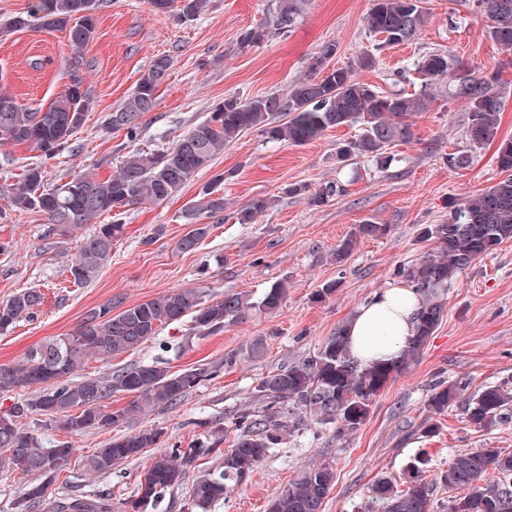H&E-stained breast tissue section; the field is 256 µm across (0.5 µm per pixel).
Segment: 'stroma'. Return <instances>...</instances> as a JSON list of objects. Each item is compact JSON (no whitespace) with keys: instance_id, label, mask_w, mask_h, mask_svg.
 <instances>
[{"instance_id":"1","label":"stroma","mask_w":512,"mask_h":512,"mask_svg":"<svg viewBox=\"0 0 512 512\" xmlns=\"http://www.w3.org/2000/svg\"><path fill=\"white\" fill-rule=\"evenodd\" d=\"M372 6L373 0H306L288 31L242 50L239 34L269 21L273 0H210L189 23L156 11L150 0H99L96 35L84 50L94 108L74 137L75 152L43 161L48 182L84 171L105 178L115 171L118 147L126 138L108 130L104 119L131 94L156 56H170L172 66L157 88L155 108L142 118L136 145L146 150L157 147L161 134L176 141L225 98L287 91L308 73L324 43L336 45L333 65L349 64L374 42L364 24ZM426 8L418 38L385 48L377 66L356 70V78L386 91L403 89L412 62L433 49L448 52L460 69L500 71L506 103L499 136L512 138V56L488 37L468 0H426ZM70 57L62 31L33 24L0 35V86L19 105H48L66 87ZM454 90L453 77L436 84L434 101L411 119L412 140L392 146L395 160L385 173L364 159L353 168L337 163L336 145L358 135L354 125L327 130L301 146L271 143L260 132L248 131L178 195L128 211L125 235L114 243L111 260L82 286L69 282L68 270L93 225L61 235L42 213L12 211L0 192V301L26 288L40 289L44 296L34 317L0 334V364L16 362L38 342L73 332L87 310L111 299L129 305L176 288L256 299L274 283L288 284V296L275 313L249 315L206 337L190 334L186 324H172L134 351L86 360L85 376L154 360L173 372L201 367L209 375L176 407L74 437L73 489L100 491L119 504L134 495L156 452L207 441L217 429L223 430L225 444H232V415L265 407L254 393L262 377L312 354L375 291L396 281L400 268L431 250V243L418 238L420 225L447 221L451 204L473 198L500 179L493 147L471 150L465 106ZM466 151L472 154L467 168L449 167V153ZM223 172L228 175L220 187L223 220L211 224L194 251H180L177 243L191 229L186 210L203 184ZM330 181L346 191L320 207L285 192L294 183L315 190ZM256 199L269 200V207L253 223H237V210ZM367 220L389 225V233L359 239L348 259L335 263L337 245ZM333 280L340 283L336 294L314 303L313 293ZM507 378H512V242L452 283L435 335L388 384L355 434L339 440L307 421L211 512H266L290 479L321 462L336 473L323 512H381L372 501L373 484L381 478L402 482L415 458H429L436 475L462 451H512V423L478 429L458 406L438 415L433 435L420 431L436 381L462 379L475 391ZM151 426L164 431L158 448L104 475L84 471L82 460L95 448Z\"/></svg>"}]
</instances>
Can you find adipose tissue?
<instances>
[{
    "instance_id": "1",
    "label": "adipose tissue",
    "mask_w": 512,
    "mask_h": 512,
    "mask_svg": "<svg viewBox=\"0 0 512 512\" xmlns=\"http://www.w3.org/2000/svg\"><path fill=\"white\" fill-rule=\"evenodd\" d=\"M423 295L401 281L362 303L344 325L351 355L362 364L396 359L416 332Z\"/></svg>"
}]
</instances>
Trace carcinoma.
<instances>
[{"label":"carcinoma","mask_w":512,"mask_h":512,"mask_svg":"<svg viewBox=\"0 0 512 512\" xmlns=\"http://www.w3.org/2000/svg\"><path fill=\"white\" fill-rule=\"evenodd\" d=\"M304 0H276L272 24L244 30L238 38L241 49L260 44L272 31H282L295 22ZM161 12H175L187 23L196 19L208 0H152ZM476 13L486 19L489 38L512 54V0H474ZM97 0H31L26 15L8 20L0 30L13 31L32 21L49 30H65L72 48L73 72L87 69L83 51L96 34ZM426 23L424 0H374L365 18L369 33L382 36L385 46L416 39ZM336 44H324L310 66L309 75L293 82L285 93L272 92L252 99L228 97L206 118L192 126L170 147L147 153L133 147L142 128L141 118L156 105L158 85L168 75L167 55L152 60L133 93L105 118L109 129L125 131L127 143L119 167L107 178L83 173L49 189L44 187L42 164L31 163L6 185L4 195L15 212L35 211L63 232L92 224L104 214L112 223L99 224L83 239L75 263L69 268L75 284L88 283L108 263L113 242L125 234L122 215L131 208L161 203L175 196L200 172L212 167L224 148L250 130H258L269 142L302 145L329 129L360 125L358 138L336 148L337 160L350 165L366 158L379 170H387L394 156L389 146L412 138L409 117L425 111L433 99L437 80L448 75L453 60L446 52L430 51L418 57L413 71L419 80L415 93H388L379 86L354 78L356 68H371L376 59L361 55L355 64L330 67ZM500 71L469 74L456 87L455 95L467 112L466 136L475 148L495 145L494 159L506 177L478 197L450 206L448 221L425 224L419 239L435 243L433 251L400 271V276L422 290L416 335L400 359L370 366L351 357L343 328L328 337L313 355L280 367L263 377L255 387L266 402L265 414L241 412L234 422L237 439L220 448L224 435L190 448H173L154 456L141 476L137 492L121 503L122 512H147L166 493L181 487L187 472L202 457L214 455L218 462L192 481L182 504L183 512H210L231 489L242 484L264 462L271 450L304 424L303 414L313 412L316 422L339 439L356 433L366 422L386 386L400 375L409 361L425 348L442 323L448 286L476 261L512 240V139L498 138L499 114L505 105L499 91ZM93 96L84 79L68 85L46 108H24L7 90L0 89V143H27L45 160L75 151L73 137L92 109ZM224 174L199 192L198 204L188 219L203 215L220 220L224 195L218 185ZM338 182H327L310 193L303 184L288 186V194L307 195L318 207L344 193ZM269 202L256 200L237 213L238 222L250 224ZM210 225L201 223L177 243L179 250L196 249ZM388 234V225L366 221L337 245L335 261L344 262L357 239ZM288 295V282L281 281L253 301L241 293L227 292L207 301L196 288H177L166 295L117 310L107 303L90 309L75 331L30 347L23 358L0 364V395L16 389H33L31 397L0 412V473L23 468L40 477L15 504L16 512H36L48 502L49 487L68 469L74 453L70 441L43 438L22 419L35 413L45 417L42 428L73 436L91 430L115 427L159 408L177 406L208 376L205 368L170 372L157 362L139 363L106 376L76 378L88 357L114 358L133 351L155 338L159 330L174 323L190 322L196 335H210L236 323L250 313L279 310ZM38 289H24L0 302V333L31 316L42 304ZM461 381H438L426 400L428 412L440 415L462 404L467 422L489 428L512 421V381L505 380L467 394ZM124 392L130 403L114 410L108 400ZM288 403V413L275 410ZM163 436L156 427L143 428L112 440L87 458L86 469L107 473L116 465L134 460L144 449L154 448ZM428 461L421 460L407 473L405 486L397 488L380 478L373 487L384 512H431L434 482L427 475ZM494 477H487L488 471ZM336 473L328 463L313 464L300 471L269 504L268 512H322L324 500L335 483ZM439 481L460 495L452 498L449 512H512V453L499 448H472L454 456ZM50 503V502H48ZM48 512H114L112 498L92 492L67 494L50 503Z\"/></svg>","instance_id":"obj_1"}]
</instances>
